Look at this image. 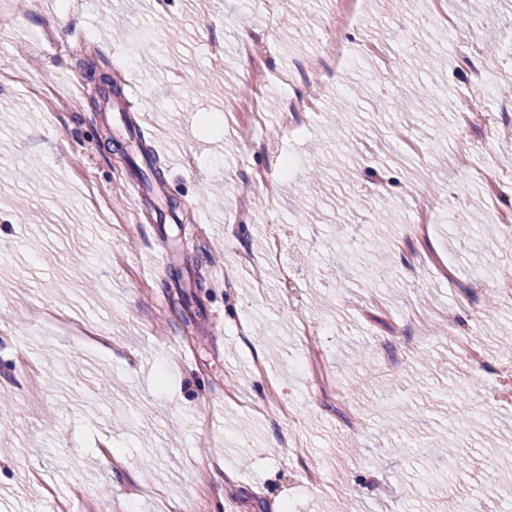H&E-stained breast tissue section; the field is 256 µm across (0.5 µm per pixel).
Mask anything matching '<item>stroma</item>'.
Returning a JSON list of instances; mask_svg holds the SVG:
<instances>
[{"mask_svg": "<svg viewBox=\"0 0 512 512\" xmlns=\"http://www.w3.org/2000/svg\"><path fill=\"white\" fill-rule=\"evenodd\" d=\"M261 2L209 0L199 14L195 0H40L24 19L0 13V100L15 106L0 112V512H448L452 499L512 512V483L478 491L512 468V402L485 401L512 354V308L493 294L512 250L488 183H452L441 168L459 94L492 108L512 91V0L479 13L447 0L462 22L452 34L429 0L366 7L351 40L393 64L353 54L307 127L247 155L235 98L255 63L243 39L270 30L271 62L288 68L317 49L327 11L279 0L270 15ZM61 13L71 20L59 29ZM476 39L490 65L458 69ZM103 73L120 90L107 101ZM192 74L214 92L193 94ZM125 114L179 222L160 221L152 193L131 209L134 171L108 142ZM258 169L272 196L256 190ZM422 188L478 204L476 234L456 236L443 210L429 241L411 236ZM275 225L278 262L255 244ZM381 240L391 281L376 288ZM160 251L169 263L156 271ZM476 281L478 307L459 308ZM305 321L359 426L301 368ZM461 339L481 364L459 355ZM362 348L370 356L356 360ZM392 355L398 367L382 369ZM397 376L420 378L423 394L385 389Z\"/></svg>", "mask_w": 512, "mask_h": 512, "instance_id": "obj_1", "label": "stroma"}]
</instances>
